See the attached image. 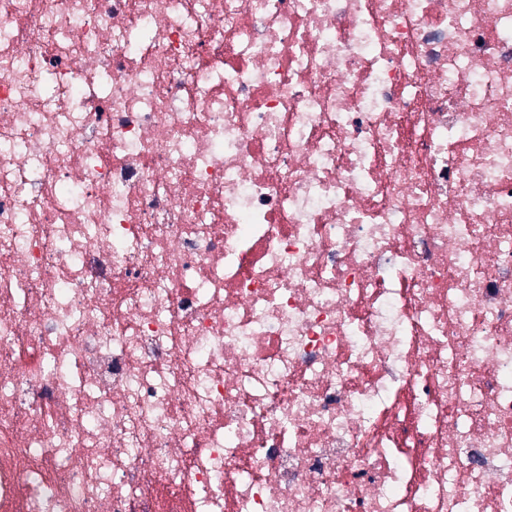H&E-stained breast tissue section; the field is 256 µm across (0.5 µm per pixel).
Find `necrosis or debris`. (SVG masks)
I'll return each instance as SVG.
<instances>
[{
    "label": "necrosis or debris",
    "instance_id": "obj_1",
    "mask_svg": "<svg viewBox=\"0 0 512 512\" xmlns=\"http://www.w3.org/2000/svg\"><path fill=\"white\" fill-rule=\"evenodd\" d=\"M0 512H512V0H0Z\"/></svg>",
    "mask_w": 512,
    "mask_h": 512
}]
</instances>
